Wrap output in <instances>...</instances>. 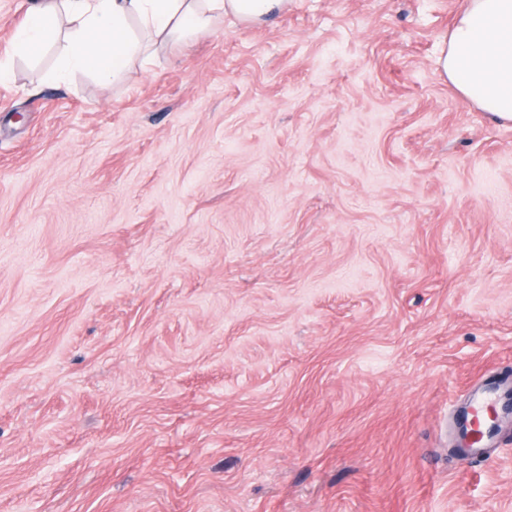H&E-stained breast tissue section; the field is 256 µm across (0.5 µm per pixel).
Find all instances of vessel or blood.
Masks as SVG:
<instances>
[{
    "label": "vessel or blood",
    "mask_w": 512,
    "mask_h": 512,
    "mask_svg": "<svg viewBox=\"0 0 512 512\" xmlns=\"http://www.w3.org/2000/svg\"><path fill=\"white\" fill-rule=\"evenodd\" d=\"M507 390V385L491 381L472 395L467 410L458 422L468 444L469 457L480 456L492 446L493 436L489 432L491 419L512 410V399L507 397Z\"/></svg>",
    "instance_id": "b4317fda"
}]
</instances>
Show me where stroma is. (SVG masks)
<instances>
[{"label": "stroma", "mask_w": 512, "mask_h": 512, "mask_svg": "<svg viewBox=\"0 0 512 512\" xmlns=\"http://www.w3.org/2000/svg\"><path fill=\"white\" fill-rule=\"evenodd\" d=\"M468 0H289L56 85L0 0V512H512V122ZM438 62L467 100L511 121L512 0H470ZM510 384L491 381L477 389L472 395L468 409L459 419L458 426L462 429L468 450L464 455L469 459L482 455L486 448H491L495 435L489 433L492 418L510 409V398L506 392Z\"/></svg>", "instance_id": "35a3bbf8"}]
</instances>
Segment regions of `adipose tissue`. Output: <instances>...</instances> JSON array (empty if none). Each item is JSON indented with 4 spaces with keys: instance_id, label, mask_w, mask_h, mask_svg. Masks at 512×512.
Wrapping results in <instances>:
<instances>
[{
    "instance_id": "ef3b65f1",
    "label": "adipose tissue",
    "mask_w": 512,
    "mask_h": 512,
    "mask_svg": "<svg viewBox=\"0 0 512 512\" xmlns=\"http://www.w3.org/2000/svg\"><path fill=\"white\" fill-rule=\"evenodd\" d=\"M287 7L288 0H29L12 44L35 56L60 40L51 82L67 83L78 73L105 81L125 74L159 38L206 32L221 15L266 23ZM439 65L467 100L511 121L512 0H470Z\"/></svg>"
}]
</instances>
